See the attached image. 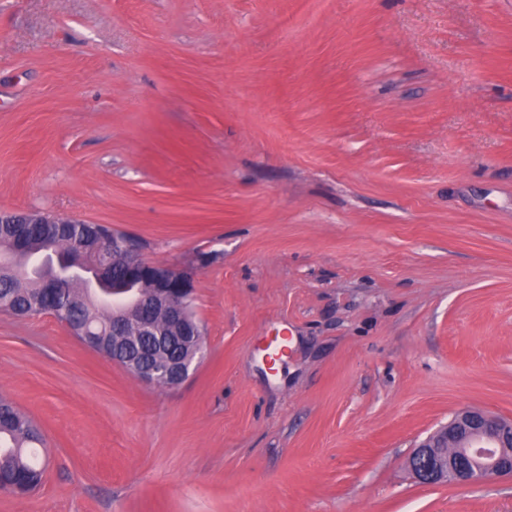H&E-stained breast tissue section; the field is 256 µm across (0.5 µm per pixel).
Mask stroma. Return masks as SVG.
<instances>
[{
	"instance_id": "35a3bbf8",
	"label": "stroma",
	"mask_w": 512,
	"mask_h": 512,
	"mask_svg": "<svg viewBox=\"0 0 512 512\" xmlns=\"http://www.w3.org/2000/svg\"><path fill=\"white\" fill-rule=\"evenodd\" d=\"M1 210L193 274L207 352L161 389L0 312L48 462L0 512H512L407 466L512 419V0H0Z\"/></svg>"
}]
</instances>
